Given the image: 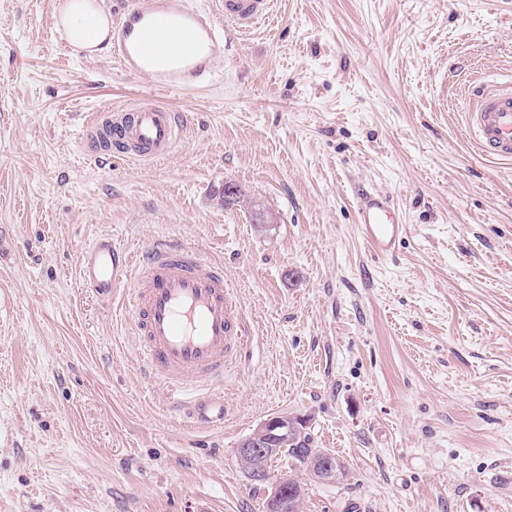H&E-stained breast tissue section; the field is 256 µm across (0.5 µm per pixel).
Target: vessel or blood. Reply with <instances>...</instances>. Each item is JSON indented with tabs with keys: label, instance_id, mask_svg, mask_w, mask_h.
Here are the masks:
<instances>
[{
	"label": "vessel or blood",
	"instance_id": "obj_1",
	"mask_svg": "<svg viewBox=\"0 0 512 512\" xmlns=\"http://www.w3.org/2000/svg\"><path fill=\"white\" fill-rule=\"evenodd\" d=\"M272 19L271 0H222L217 12L198 8L193 0H134L112 21L111 53L122 72L148 78L150 94L134 106L94 113L83 140L115 144L134 161L168 157L186 125L164 96L197 90L211 76L224 54L226 27L245 34L258 21ZM474 95L466 126L479 151L511 161L512 85L491 79ZM355 196L370 250L393 255L407 235L398 207L373 188L357 187ZM77 264L81 288L97 300L124 297L140 358L165 384L175 407L204 411L205 386L223 385L247 341L220 265L187 242L164 240L134 252L108 232L80 250Z\"/></svg>",
	"mask_w": 512,
	"mask_h": 512
}]
</instances>
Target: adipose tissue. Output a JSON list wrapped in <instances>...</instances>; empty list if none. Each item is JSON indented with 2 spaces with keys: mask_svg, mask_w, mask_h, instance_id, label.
Returning <instances> with one entry per match:
<instances>
[{
  "mask_svg": "<svg viewBox=\"0 0 512 512\" xmlns=\"http://www.w3.org/2000/svg\"><path fill=\"white\" fill-rule=\"evenodd\" d=\"M56 20L67 29L73 46L81 51H101L111 37L110 19L95 0H66Z\"/></svg>",
  "mask_w": 512,
  "mask_h": 512,
  "instance_id": "ef3b65f1",
  "label": "adipose tissue"
}]
</instances>
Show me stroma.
Instances as JSON below:
<instances>
[{
    "label": "stroma",
    "instance_id": "1",
    "mask_svg": "<svg viewBox=\"0 0 512 512\" xmlns=\"http://www.w3.org/2000/svg\"><path fill=\"white\" fill-rule=\"evenodd\" d=\"M65 2L0 0V512H266L238 445L289 414L348 470L301 512H512V161L463 121L512 80V0H274L169 97L184 143L108 167L79 127L147 80L64 56ZM228 182L273 223L225 208ZM358 184L403 210L393 257L361 238ZM104 231L223 265L251 332L223 423L171 413L121 302L78 288Z\"/></svg>",
    "mask_w": 512,
    "mask_h": 512
}]
</instances>
